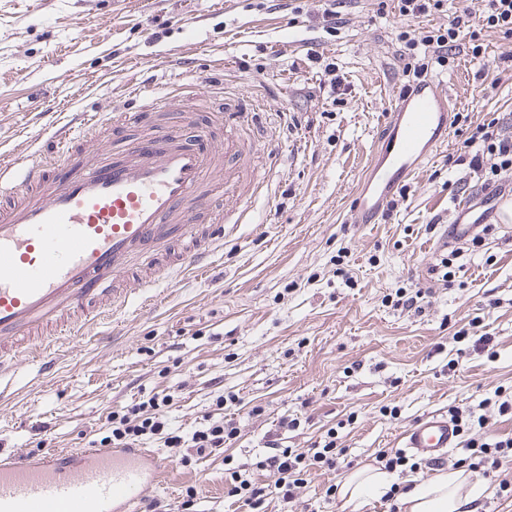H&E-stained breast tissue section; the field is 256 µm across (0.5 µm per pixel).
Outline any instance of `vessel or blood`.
<instances>
[{"label":"vessel or blood","instance_id":"1","mask_svg":"<svg viewBox=\"0 0 512 512\" xmlns=\"http://www.w3.org/2000/svg\"><path fill=\"white\" fill-rule=\"evenodd\" d=\"M193 100L220 114L223 134L240 116L204 92ZM452 102L424 79L392 103L390 132L377 149L354 212L375 224L394 189L448 139ZM167 98L119 122L85 112L56 121L38 154L0 165V378L20 355L52 367L54 344L85 336L126 306L114 288L127 263L163 284L168 269L206 272L224 241V207L214 188L236 179L218 171L211 128L160 123ZM101 139L112 148L98 147ZM405 448L437 459L458 444L447 416L431 413L402 435ZM170 464L148 448H49L0 457V512H147Z\"/></svg>","mask_w":512,"mask_h":512}]
</instances>
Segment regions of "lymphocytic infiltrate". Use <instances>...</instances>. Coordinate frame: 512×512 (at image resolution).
I'll return each instance as SVG.
<instances>
[{"mask_svg":"<svg viewBox=\"0 0 512 512\" xmlns=\"http://www.w3.org/2000/svg\"><path fill=\"white\" fill-rule=\"evenodd\" d=\"M489 31L507 38L512 36V0H474L473 4L452 13L447 26L425 32L410 28L401 31L399 38L405 45L404 69L412 74L411 79L401 85V94H408L433 66H447L452 50L460 44H469L472 55H480L482 35ZM466 141L475 145V152L468 156L449 155V166L468 167L489 183L501 172L512 169V128L500 125L498 119L476 125L469 131ZM166 403V398L155 394L114 411L108 419L105 443L115 448H134L156 436L164 447L185 449L181 464L188 467L237 437L233 422L221 420L189 434L176 431L159 414ZM450 416L459 432L467 436L465 449L470 470L487 476L498 471L503 459L512 457V438L476 437L475 431L483 427L484 417L456 409L451 410ZM267 446L268 453L254 464L256 470L266 473L267 482L256 483L237 466L224 471L229 493L243 512H266V503L272 497L287 503L312 471H339L346 456L331 430L324 439L307 448H288L276 439L269 440Z\"/></svg>","mask_w":512,"mask_h":512,"instance_id":"1","label":"lymphocytic infiltrate"}]
</instances>
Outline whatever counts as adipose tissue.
<instances>
[{"label":"adipose tissue","mask_w":512,"mask_h":512,"mask_svg":"<svg viewBox=\"0 0 512 512\" xmlns=\"http://www.w3.org/2000/svg\"><path fill=\"white\" fill-rule=\"evenodd\" d=\"M476 492L462 471H442L430 480L413 482L405 503L407 512H476Z\"/></svg>","instance_id":"obj_1"}]
</instances>
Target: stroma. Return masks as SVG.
Listing matches in <instances>:
<instances>
[{"label":"stroma","mask_w":512,"mask_h":512,"mask_svg":"<svg viewBox=\"0 0 512 512\" xmlns=\"http://www.w3.org/2000/svg\"><path fill=\"white\" fill-rule=\"evenodd\" d=\"M342 12L347 24L331 35L310 5L295 14L262 0H0V162L34 153L55 117L116 120L138 111L133 87L165 95L202 83L246 110L240 169L262 183L246 223L225 225L205 277L173 276L152 312H118L107 344L64 340L48 373L18 358L0 396V455L100 443L113 410L159 393L172 427L226 415L238 434L186 468L182 449L146 440L173 466L157 501L192 485L196 512H233L224 460L254 463L268 436L306 448L332 428L361 464L401 447L427 414L512 389V223L496 227L482 210L493 230L481 247L461 246L453 282L431 272L456 218L449 184H466L477 202L488 195L467 168L445 166L466 152L464 135L450 133L407 179L386 221H350L404 79L399 33L446 25V13L406 21L393 0H348ZM483 44L480 57L459 48L454 65L431 76L472 123L495 113L512 124V39L490 32ZM340 263L353 283L337 276ZM413 284L433 290L421 312L387 303ZM472 322L493 338V353L458 354L454 334ZM219 387L235 397L221 411ZM284 414L299 427L280 431ZM347 476L312 472L288 507L274 500L268 512H387L378 494L326 500Z\"/></svg>","instance_id":"1"}]
</instances>
